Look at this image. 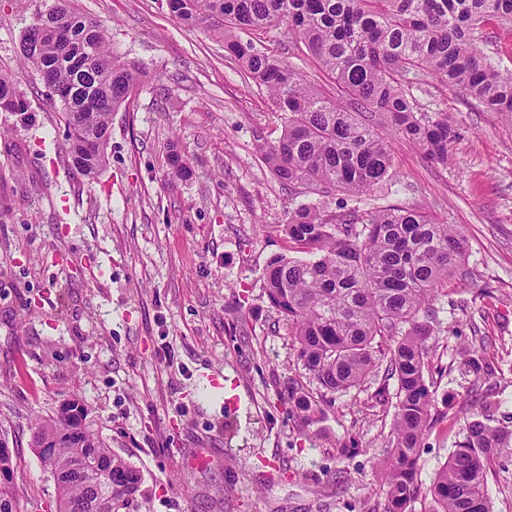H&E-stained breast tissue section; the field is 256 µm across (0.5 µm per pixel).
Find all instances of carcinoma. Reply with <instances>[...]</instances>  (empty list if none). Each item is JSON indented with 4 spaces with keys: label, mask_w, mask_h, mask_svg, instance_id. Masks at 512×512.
Returning a JSON list of instances; mask_svg holds the SVG:
<instances>
[{
    "label": "carcinoma",
    "mask_w": 512,
    "mask_h": 512,
    "mask_svg": "<svg viewBox=\"0 0 512 512\" xmlns=\"http://www.w3.org/2000/svg\"><path fill=\"white\" fill-rule=\"evenodd\" d=\"M188 28L220 18L218 34L247 78L281 112L284 130L260 147L274 175L321 198L363 193L395 176L388 141L370 115L446 166L458 138L453 117L428 112L414 91L433 79L486 112L512 118V71L503 73L474 42V31L497 20L512 25V0H167ZM302 43L339 93L342 106L282 57L243 40L279 26ZM24 67L59 105L68 167L89 180L107 166L112 113L145 77L109 48L102 20L73 0H52L35 12L21 37ZM0 112L25 116L30 102L16 78L0 72ZM291 249L312 256L272 257L263 288L282 316L294 357L316 384L288 382V400L311 422L322 404L377 379L396 384L392 440L385 466V512H492L488 476L512 454V428L486 423L493 403L463 427L464 438L426 489L418 481L419 448L434 417L427 357L441 333L433 302L448 279L467 278L468 239L456 224L393 206L375 214L342 208L329 215L314 203L288 212L282 225ZM34 447L58 486L57 512H120L139 492L140 471L85 426L75 397L37 424Z\"/></svg>",
    "instance_id": "obj_1"
}]
</instances>
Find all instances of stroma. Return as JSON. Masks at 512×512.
<instances>
[{
    "label": "stroma",
    "instance_id": "obj_1",
    "mask_svg": "<svg viewBox=\"0 0 512 512\" xmlns=\"http://www.w3.org/2000/svg\"><path fill=\"white\" fill-rule=\"evenodd\" d=\"M102 20L111 50L142 65L143 88L112 115L109 164L95 179L61 151L60 109L21 69L20 37L42 0H0V71L16 76L29 120L0 112V436L16 512H55L57 487L32 446L35 424L79 398L89 430L142 474L122 512H384L380 464L393 391L370 383L336 396L316 423L288 403L301 375L281 316L262 288L278 230L307 195L261 157L283 121L214 33L189 30L166 0H76ZM307 81L326 78L305 47L262 37ZM459 131L448 165L388 133L395 180L326 198L366 213L417 207L459 224L470 278L448 281L428 357L436 415L420 451L430 485L462 441L475 402L512 424V121L433 83L417 93ZM191 173L174 176L171 151ZM490 341L477 378L462 347Z\"/></svg>",
    "mask_w": 512,
    "mask_h": 512
}]
</instances>
